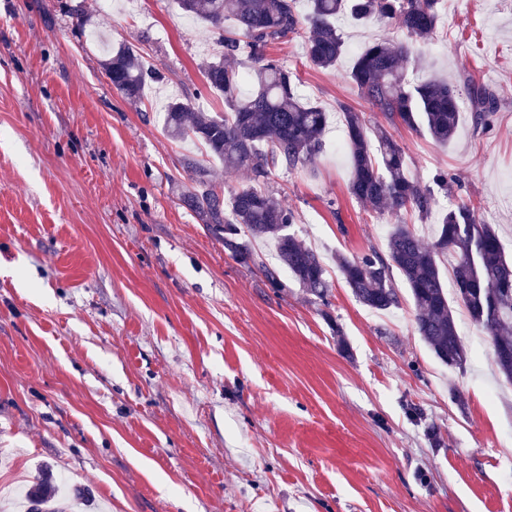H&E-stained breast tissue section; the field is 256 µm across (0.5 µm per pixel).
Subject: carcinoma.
<instances>
[{
	"label": "carcinoma",
	"instance_id": "cac0c4a2",
	"mask_svg": "<svg viewBox=\"0 0 512 512\" xmlns=\"http://www.w3.org/2000/svg\"><path fill=\"white\" fill-rule=\"evenodd\" d=\"M441 0H311L301 15L296 0H176L179 10L207 24L219 35L222 51L204 65L206 88L224 97V113L195 114L191 102L175 99L166 106L164 127L171 137L191 140L200 154L182 157V169L194 182L185 197L207 231L224 243L239 261L258 265L270 284L279 285L277 270L266 266L252 248L255 238L273 242L276 256L300 287L324 297L329 282L319 256L288 228L291 209L265 188L272 170L295 169L314 161L322 148L327 115L297 94L287 68L268 57V49L290 37L301 38L310 67H336L346 51L336 18L348 13L357 22L393 21L410 42L378 41L356 57L348 79L388 125L423 129L440 144L451 141L460 119V96L445 82L414 83L407 78L413 43L432 38L438 29ZM247 52L254 63V90L239 92L243 74L238 56ZM103 69L112 87L140 102L156 70L145 66L138 51L122 45L104 56ZM475 130H487L495 110V95L474 80L467 83ZM351 157L350 194L374 210L428 213L435 197L409 174L405 154L389 131L380 126L368 135L358 113L343 108ZM226 170H246L251 184L236 191L230 205L211 180V160ZM389 255L376 253L340 258L339 271L354 297L364 306L387 310L399 306L390 269L402 275L416 310V328L435 357L461 369L468 360L454 310L448 302L440 257H454L457 301L491 339L496 364L512 383V263L504 258L493 225L476 221L473 210L459 205L444 213L435 241L425 246L407 224H394L388 237ZM42 466L25 489L26 512H78L89 502L78 488Z\"/></svg>",
	"mask_w": 512,
	"mask_h": 512
}]
</instances>
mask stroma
Instances as JSON below:
<instances>
[{"instance_id": "stroma-1", "label": "stroma", "mask_w": 512, "mask_h": 512, "mask_svg": "<svg viewBox=\"0 0 512 512\" xmlns=\"http://www.w3.org/2000/svg\"><path fill=\"white\" fill-rule=\"evenodd\" d=\"M416 80L473 76L496 97L487 131L461 104L446 145L392 133L421 186L448 173L427 216L378 213L349 192L343 106L384 117L349 81L360 48L405 41L395 23L342 16L335 69L301 39L274 47L303 100L328 114L312 164L268 186L331 288L280 287L237 261L182 202L186 143L163 130L170 97L222 112L202 64L221 47L174 0H0V481L39 464L107 512H512V385L471 327L464 369L441 364L400 305L375 313L338 257L388 252L392 224L434 240L446 208L493 225L512 259V0H441ZM136 46L161 81L114 90L91 31ZM442 439L433 446L430 431Z\"/></svg>"}]
</instances>
